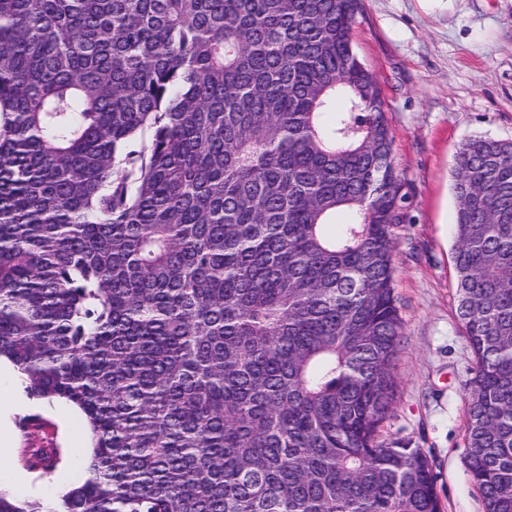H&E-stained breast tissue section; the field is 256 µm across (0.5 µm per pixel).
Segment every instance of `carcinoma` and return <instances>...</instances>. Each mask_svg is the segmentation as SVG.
<instances>
[{
	"label": "carcinoma",
	"mask_w": 512,
	"mask_h": 512,
	"mask_svg": "<svg viewBox=\"0 0 512 512\" xmlns=\"http://www.w3.org/2000/svg\"><path fill=\"white\" fill-rule=\"evenodd\" d=\"M360 12L0 0V358L93 440L55 506L0 512H442L424 449L381 438L411 192ZM452 177L466 468L512 512V141Z\"/></svg>",
	"instance_id": "carcinoma-1"
}]
</instances>
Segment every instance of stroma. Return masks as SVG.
Listing matches in <instances>:
<instances>
[{
	"instance_id": "stroma-1",
	"label": "stroma",
	"mask_w": 512,
	"mask_h": 512,
	"mask_svg": "<svg viewBox=\"0 0 512 512\" xmlns=\"http://www.w3.org/2000/svg\"><path fill=\"white\" fill-rule=\"evenodd\" d=\"M352 42L382 89L393 162L412 189L409 217L395 228L403 335L383 433L431 454L443 512H483L465 466L474 358L456 313L451 170L470 137L512 140V0H362ZM65 408L31 400L13 418L0 465L24 469L28 417H40L61 449L67 436L87 433L81 416L64 425Z\"/></svg>"
}]
</instances>
